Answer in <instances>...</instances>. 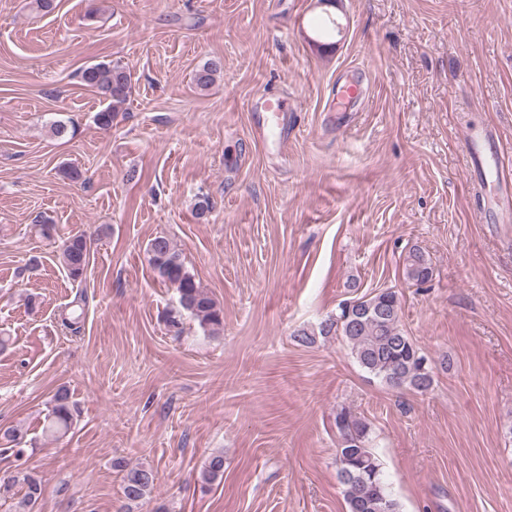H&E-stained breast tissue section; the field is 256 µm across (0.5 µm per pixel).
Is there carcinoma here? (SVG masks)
Segmentation results:
<instances>
[{
  "mask_svg": "<svg viewBox=\"0 0 512 512\" xmlns=\"http://www.w3.org/2000/svg\"><path fill=\"white\" fill-rule=\"evenodd\" d=\"M221 62L210 60L195 71L193 80L200 90L208 89ZM83 84L97 90L107 101L94 116L102 129L112 127L120 108L131 92V75L119 63L99 62L81 72ZM93 240L84 233H74L63 240L61 262L69 278L82 283L89 266ZM149 262L159 277L178 293V308L164 315L166 325L180 332L182 312L199 320L204 328L223 324V312L214 298L196 282L185 268L179 253L165 236L152 239L147 248ZM432 276V268L418 249L410 251L405 263V278L417 284ZM84 309L81 301L73 302V310L62 314L61 324L76 332L80 328ZM321 336H340L347 343L353 358L365 373L379 379L386 386L418 393L429 391L433 385V367L423 349L409 336L401 324V301L391 289L344 303L334 315L323 319L319 326ZM74 404L67 388L60 387L51 400V409L43 433L58 441L66 436L74 420ZM339 443L336 449L338 479L344 487L348 512H399V504L392 497L383 479L381 464L370 448V425L349 409L336 413ZM28 430L21 425L0 427V442L12 447L16 456L25 454ZM113 467L124 472V504L116 512H130L129 505L144 500L154 486V471L146 466L128 467L116 460ZM224 476V454L214 452L205 460L197 481L207 488ZM20 483L24 493L15 503V512H34L41 496L42 480L32 470H23L4 479L5 485Z\"/></svg>",
  "mask_w": 512,
  "mask_h": 512,
  "instance_id": "1",
  "label": "carcinoma"
}]
</instances>
